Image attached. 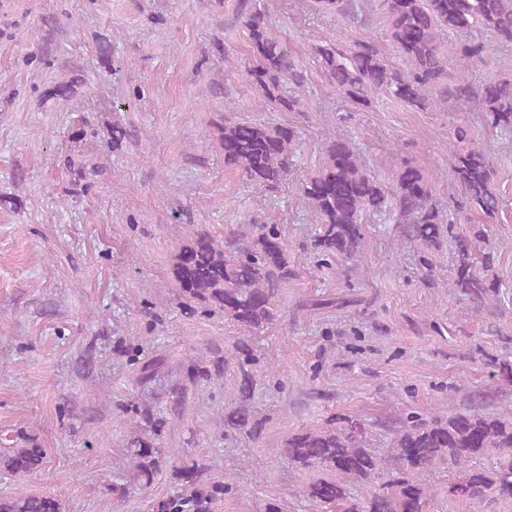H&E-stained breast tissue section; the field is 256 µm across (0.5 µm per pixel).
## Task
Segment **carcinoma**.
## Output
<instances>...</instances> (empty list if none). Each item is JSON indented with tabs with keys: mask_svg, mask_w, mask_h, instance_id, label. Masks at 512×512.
Listing matches in <instances>:
<instances>
[{
	"mask_svg": "<svg viewBox=\"0 0 512 512\" xmlns=\"http://www.w3.org/2000/svg\"><path fill=\"white\" fill-rule=\"evenodd\" d=\"M319 10L365 22L356 0H315ZM386 20V42L407 63L392 65L387 51L368 42L349 47L319 38L312 53L328 85L336 94L368 107L379 95L388 96L423 112L446 108L448 99L474 103L487 129L512 137V75H489L479 83L469 76L471 63L484 61L486 45L467 38L478 27L496 43L512 47V0H380ZM236 16L248 31L250 52L244 72L272 107L300 112L302 99L283 87L299 88L307 73L297 64L268 14L255 0H237ZM458 38L455 63L448 62L443 43ZM224 164L263 190L276 191L288 180L300 132L292 126L224 119L218 126ZM458 198L444 211L433 199L435 178L406 164L390 185L379 182L362 161L355 143L336 139L325 147L322 167L300 184L299 196L319 218L311 241L317 265L342 259L357 263L365 246L363 219L369 212L388 215L401 236L426 250L454 243L450 286L477 310L501 300L502 283L494 273V255L477 258L474 240L482 229L458 231L462 224H492L502 208L493 187L492 157L470 137L467 126L453 130L449 162ZM175 280L183 296L224 313V320L245 330H260L283 315L281 292L297 277L280 226L238 224L218 239L206 231L193 233L176 256ZM249 340H235L224 352V366L239 378L237 406L224 414V427L257 438L263 424L249 401L257 385L258 363ZM491 376L512 377V354L486 362ZM356 420L330 419L314 428L289 435L281 454L288 466L313 471L303 495L321 512H424L430 495L428 479L446 465L459 471L448 493L469 506H481L490 497L512 500V411L450 412L429 419L405 417L389 455L365 447V430L353 432ZM493 454L496 465L477 461ZM127 456L133 484H150L160 467L162 450L135 438ZM41 448H0V472L30 476L44 465ZM389 464L386 480L373 490L353 494L351 485H371ZM208 467L196 459L175 467L184 485L181 492L155 505L156 512H213L226 495L237 493L235 482L205 477ZM0 512H63L54 494L22 491L0 495Z\"/></svg>",
	"mask_w": 512,
	"mask_h": 512,
	"instance_id": "carcinoma-1",
	"label": "carcinoma"
}]
</instances>
